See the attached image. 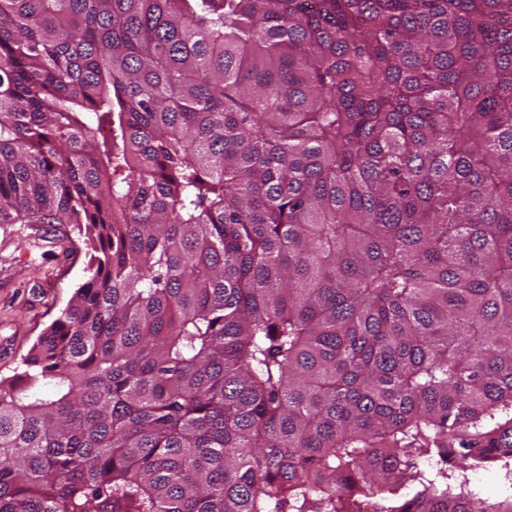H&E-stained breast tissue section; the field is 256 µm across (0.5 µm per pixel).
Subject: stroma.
<instances>
[{"label":"stroma","mask_w":512,"mask_h":512,"mask_svg":"<svg viewBox=\"0 0 512 512\" xmlns=\"http://www.w3.org/2000/svg\"><path fill=\"white\" fill-rule=\"evenodd\" d=\"M91 254L74 225L0 224V377L17 371L86 281Z\"/></svg>","instance_id":"1"}]
</instances>
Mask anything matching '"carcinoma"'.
Here are the masks:
<instances>
[{
  "label": "carcinoma",
  "mask_w": 512,
  "mask_h": 512,
  "mask_svg": "<svg viewBox=\"0 0 512 512\" xmlns=\"http://www.w3.org/2000/svg\"><path fill=\"white\" fill-rule=\"evenodd\" d=\"M0 224V512H512V0H0ZM91 254L74 225L0 224V377L17 371L87 280ZM473 483L480 488L485 497L491 500L501 498L502 495V473L497 464L479 469L471 474Z\"/></svg>",
  "instance_id": "cac0c4a2"
}]
</instances>
